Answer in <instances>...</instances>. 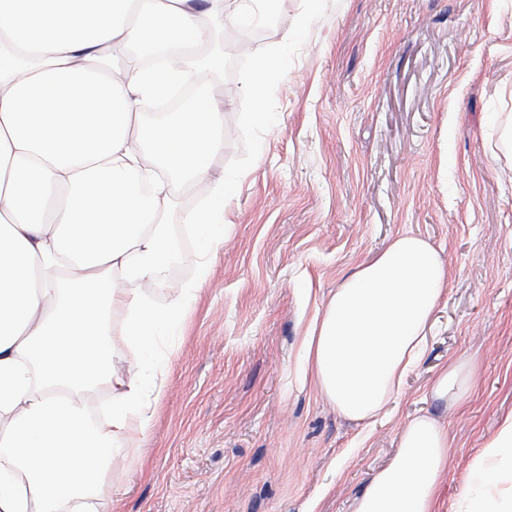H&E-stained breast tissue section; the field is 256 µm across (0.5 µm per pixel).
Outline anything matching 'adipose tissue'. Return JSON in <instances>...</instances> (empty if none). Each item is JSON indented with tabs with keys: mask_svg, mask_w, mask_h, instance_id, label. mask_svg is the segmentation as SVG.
<instances>
[{
	"mask_svg": "<svg viewBox=\"0 0 512 512\" xmlns=\"http://www.w3.org/2000/svg\"><path fill=\"white\" fill-rule=\"evenodd\" d=\"M246 31L251 0H0V512H101L114 459L143 447L167 358L200 280L166 304L145 286L168 287L182 254L207 271L224 245L232 175L213 176L224 149V108L194 99L178 112H144L192 75L210 88L220 52L212 21ZM175 47L165 68L115 67V52ZM283 73L263 57L233 98L247 120L274 125L266 88ZM207 183L208 196L173 231L177 195ZM438 250L397 235L329 296L303 344L304 374L345 418L374 423L425 353L443 295ZM470 364H448L433 386L457 403L473 388ZM448 427L411 418L388 464L352 512H439L448 472ZM512 471L505 418L452 512H489L473 485Z\"/></svg>",
	"mask_w": 512,
	"mask_h": 512,
	"instance_id": "adipose-tissue-1",
	"label": "adipose tissue"
}]
</instances>
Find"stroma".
<instances>
[{
  "mask_svg": "<svg viewBox=\"0 0 512 512\" xmlns=\"http://www.w3.org/2000/svg\"><path fill=\"white\" fill-rule=\"evenodd\" d=\"M288 48L266 130L224 108L211 170L239 176L228 230L181 336L145 447L112 469V512H351L430 412L453 437L440 512L512 415V0H318L248 60ZM439 249L429 347L374 424L346 420L298 368L312 316L397 234ZM475 367L459 405L432 400L448 362Z\"/></svg>",
  "mask_w": 512,
  "mask_h": 512,
  "instance_id": "35a3bbf8",
  "label": "stroma"
}]
</instances>
